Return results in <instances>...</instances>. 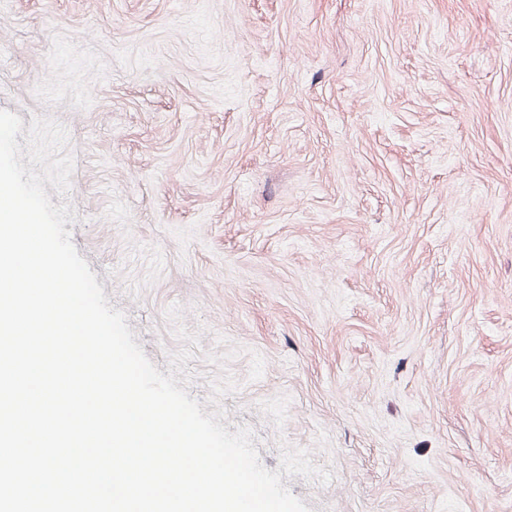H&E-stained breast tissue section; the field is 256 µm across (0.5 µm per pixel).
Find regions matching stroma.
<instances>
[{
	"label": "stroma",
	"mask_w": 512,
	"mask_h": 512,
	"mask_svg": "<svg viewBox=\"0 0 512 512\" xmlns=\"http://www.w3.org/2000/svg\"><path fill=\"white\" fill-rule=\"evenodd\" d=\"M71 237L309 512H512V0H0Z\"/></svg>",
	"instance_id": "stroma-1"
}]
</instances>
